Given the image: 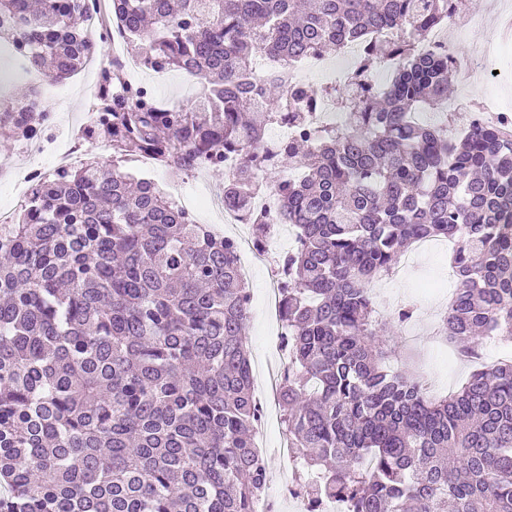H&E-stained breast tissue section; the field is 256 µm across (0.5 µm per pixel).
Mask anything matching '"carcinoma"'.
<instances>
[{"mask_svg": "<svg viewBox=\"0 0 512 512\" xmlns=\"http://www.w3.org/2000/svg\"><path fill=\"white\" fill-rule=\"evenodd\" d=\"M466 0H112L129 53L196 78L191 108L100 67L86 138L112 150L44 179L0 224V512H252L267 464L246 336L250 291L237 245L127 167L140 154L173 174L200 161L224 204L263 192L296 229L280 318V389L292 447L316 478L311 512H512V360L474 368L448 396L388 371L372 300L412 244L452 237L446 336L476 356L512 339V127L448 137L419 120L448 102V50H426ZM85 0H0L15 51L54 82L96 42ZM357 44L345 82L295 74ZM395 66L379 84L377 70ZM330 100L343 124L310 128ZM51 114L0 119L17 141ZM283 176L262 177L266 131ZM255 238L274 224L250 217Z\"/></svg>", "mask_w": 512, "mask_h": 512, "instance_id": "cac0c4a2", "label": "carcinoma"}]
</instances>
